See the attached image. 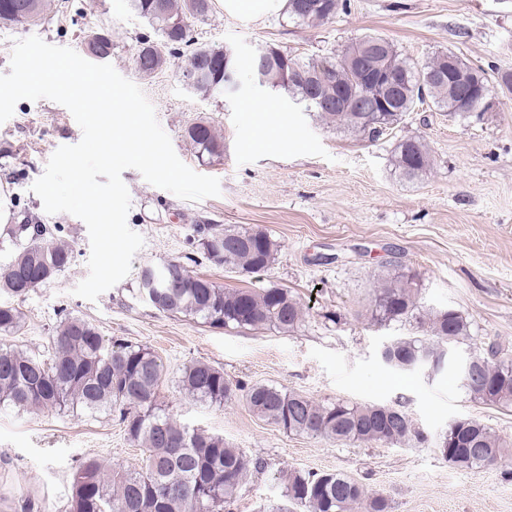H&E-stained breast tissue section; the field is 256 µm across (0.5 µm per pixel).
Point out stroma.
<instances>
[{
    "label": "stroma",
    "instance_id": "obj_1",
    "mask_svg": "<svg viewBox=\"0 0 512 512\" xmlns=\"http://www.w3.org/2000/svg\"><path fill=\"white\" fill-rule=\"evenodd\" d=\"M36 25H0V74L9 73L14 40L38 36L81 50L88 29L112 36L110 64L153 104L178 157L219 179L221 193L187 201L148 183L134 169L122 174L130 197L129 228L144 239L127 277L97 300L73 295L88 274L85 223L48 214L32 184L54 151L82 131L67 108L48 99L22 100L0 123V200L11 221L60 226L73 249L71 265L26 298L15 300L26 324L14 344L47 357L62 314L92 323L107 340L151 348L167 373L159 402L182 424L223 436L260 468L249 469L233 512H265L287 505L282 472H340L385 495L392 512H512V478L503 467H456L439 449L448 426L469 418L512 448V407L476 401L451 373L401 372L380 358L400 336L427 337L410 321L380 326L365 310L382 264L414 274L423 304L448 306L472 324L460 355L498 344L512 356V91L496 90V111L451 117L432 106L407 113L376 140L323 125L280 91L257 85L247 60L271 44L305 59L338 52L366 35L387 38L404 55L423 60L452 51L483 68L489 80L512 69V0H350L332 22L308 28L286 12L255 17L227 11L214 0L208 21L196 22V46L233 49L241 93L205 97L182 75L180 59L142 76L135 57L150 29L130 0H48ZM211 122L224 139L223 157L198 159L185 137L195 121ZM422 137L435 164L424 177L402 179L391 166L396 141ZM246 225L270 235L276 259L260 274L242 275L215 264L191 243L198 225ZM193 255L190 270L227 289H287L307 317L300 329H215L162 313L138 291L142 270ZM201 360L230 381L273 385L327 403L344 400L399 408L428 440L410 446L336 442L296 435L259 420L240 398L212 405L179 387L184 365ZM130 469L141 452L111 414L41 412L0 407V512H69L71 477L79 462Z\"/></svg>",
    "mask_w": 512,
    "mask_h": 512
}]
</instances>
